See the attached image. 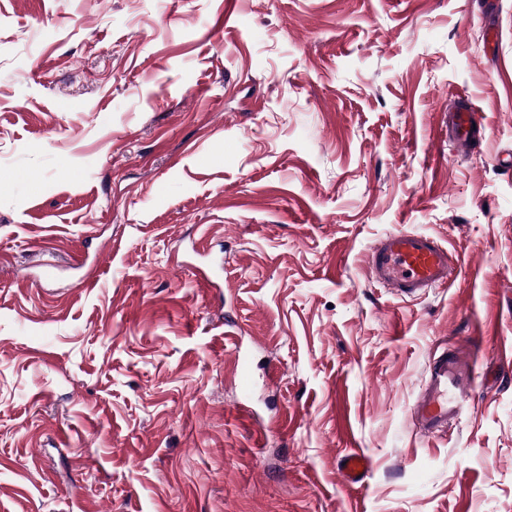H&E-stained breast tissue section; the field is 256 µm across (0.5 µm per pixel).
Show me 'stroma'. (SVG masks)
I'll return each mask as SVG.
<instances>
[{
  "label": "stroma",
  "instance_id": "stroma-1",
  "mask_svg": "<svg viewBox=\"0 0 512 512\" xmlns=\"http://www.w3.org/2000/svg\"><path fill=\"white\" fill-rule=\"evenodd\" d=\"M510 155L512 0H0V512H512ZM476 118V109L468 101L455 112H449L448 142L455 147L471 149L478 133ZM473 126H476V129H473ZM458 260L428 233L392 231L371 250L369 275L401 299L416 298L448 284ZM425 388L412 406V416L427 435H435L464 411L476 389L472 358L462 351L443 350L428 366ZM369 467L367 455L356 449L344 455L339 461V469L344 477V481L349 485H357L366 475Z\"/></svg>",
  "mask_w": 512,
  "mask_h": 512
}]
</instances>
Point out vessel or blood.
<instances>
[{
    "label": "vessel or blood",
    "mask_w": 512,
    "mask_h": 512,
    "mask_svg": "<svg viewBox=\"0 0 512 512\" xmlns=\"http://www.w3.org/2000/svg\"><path fill=\"white\" fill-rule=\"evenodd\" d=\"M477 112L463 103L448 115V141L468 149L476 139ZM458 267L447 246L428 233L392 231L371 250L369 275L373 282L392 289L399 298H416L429 289L447 285ZM427 383L412 406V416L427 435L447 428L460 415L476 389L472 359L458 350H445L433 356L428 366ZM369 459L354 450L339 461V469L349 485L360 483L368 470Z\"/></svg>",
    "instance_id": "b4317fda"
}]
</instances>
